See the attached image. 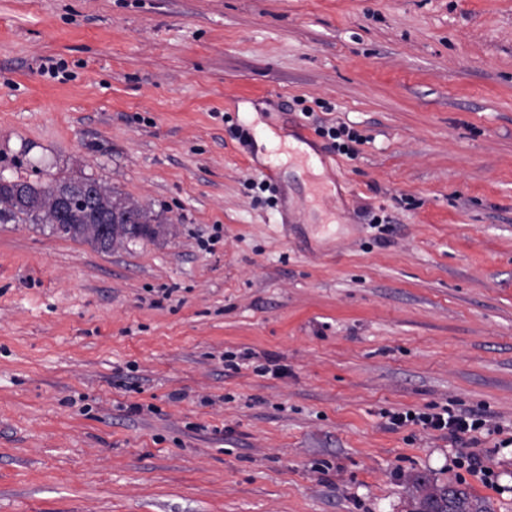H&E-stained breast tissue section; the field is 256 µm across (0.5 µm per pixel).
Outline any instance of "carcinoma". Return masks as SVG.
I'll use <instances>...</instances> for the list:
<instances>
[{
    "instance_id": "carcinoma-1",
    "label": "carcinoma",
    "mask_w": 512,
    "mask_h": 512,
    "mask_svg": "<svg viewBox=\"0 0 512 512\" xmlns=\"http://www.w3.org/2000/svg\"><path fill=\"white\" fill-rule=\"evenodd\" d=\"M74 184L96 188L92 212L74 207L65 221L57 223L56 192ZM149 227L141 234L121 217ZM1 224H48L52 233L84 241L102 252H110L137 239H155L163 231L161 215L139 201L124 196L108 184L92 177H59L49 182L11 179L0 183ZM412 512H492L490 505L467 488L452 482L440 483L426 474L414 476L408 486Z\"/></svg>"
}]
</instances>
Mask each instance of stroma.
Instances as JSON below:
<instances>
[{"label": "stroma", "mask_w": 512, "mask_h": 512, "mask_svg": "<svg viewBox=\"0 0 512 512\" xmlns=\"http://www.w3.org/2000/svg\"><path fill=\"white\" fill-rule=\"evenodd\" d=\"M260 122L322 175L262 190ZM0 174L169 225L0 224V512H408L417 472L512 512V0H0ZM445 409L495 485L387 428ZM320 124L321 125L316 128V131L320 136L324 138L328 137L333 141L332 143L336 149V152L349 157H353L357 154V149L350 143L358 145L362 144L364 138H362L361 135L354 131H350L343 125H339L337 127L332 125L328 127L326 125H322L321 121ZM343 137H346V139H342ZM340 139H342V142L337 141ZM74 184H86L96 188V207L92 212L74 207L65 221L58 220L55 193ZM20 191L26 195V202L19 197ZM114 214L121 218L117 221ZM129 215L136 231L143 225L150 230L146 234L136 232L123 222ZM162 215L141 204L134 198L123 196L111 186L92 177H59L49 182H34L22 179H9L0 183V223L1 224H49L52 233L72 240L90 243L102 252H110L124 247L137 239H155L163 231ZM126 218V217H124ZM107 224L108 235L103 236L101 227ZM444 414L447 416L445 417ZM388 429L396 430L400 427L411 424H420L423 429L433 430H446L448 436L453 439H458L460 436L473 434V433H490L491 431L497 432L498 427L491 428L488 420L475 414L455 415L451 412L444 411V413H426V412H390L388 413Z\"/></svg>", "instance_id": "obj_1"}]
</instances>
